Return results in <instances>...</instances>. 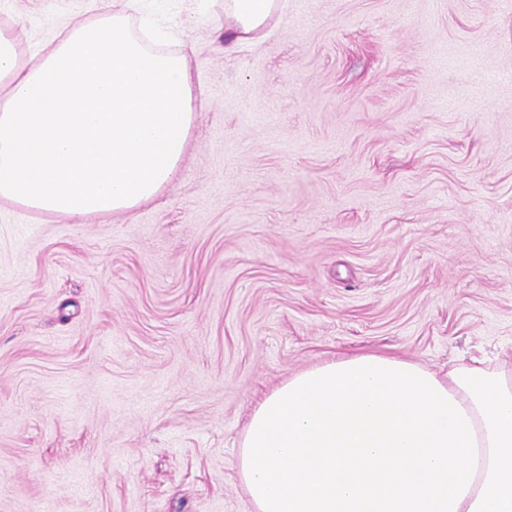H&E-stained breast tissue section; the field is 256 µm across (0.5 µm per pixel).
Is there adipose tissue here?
Wrapping results in <instances>:
<instances>
[{
	"label": "adipose tissue",
	"mask_w": 512,
	"mask_h": 512,
	"mask_svg": "<svg viewBox=\"0 0 512 512\" xmlns=\"http://www.w3.org/2000/svg\"><path fill=\"white\" fill-rule=\"evenodd\" d=\"M140 2L106 0L25 60L0 30V198L81 219L134 211L176 178L192 74L132 31ZM278 5L225 0L235 43ZM238 472L256 512H512V362L313 365L252 412Z\"/></svg>",
	"instance_id": "adipose-tissue-1"
}]
</instances>
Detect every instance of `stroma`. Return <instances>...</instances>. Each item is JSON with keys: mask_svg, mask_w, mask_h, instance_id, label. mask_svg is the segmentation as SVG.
<instances>
[{"mask_svg": "<svg viewBox=\"0 0 512 512\" xmlns=\"http://www.w3.org/2000/svg\"><path fill=\"white\" fill-rule=\"evenodd\" d=\"M103 0H0L19 58ZM192 29H184L187 15ZM190 57L181 170L133 213L0 199V512H255L256 405L339 355L512 352V0H142ZM278 0H226L224 16L230 23L235 44L258 37L276 15Z\"/></svg>", "mask_w": 512, "mask_h": 512, "instance_id": "35a3bbf8", "label": "stroma"}]
</instances>
